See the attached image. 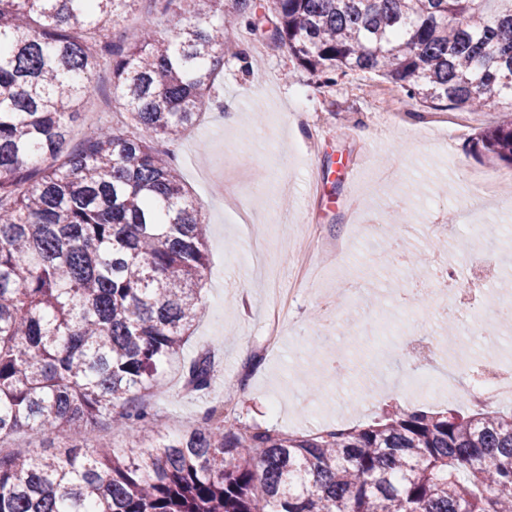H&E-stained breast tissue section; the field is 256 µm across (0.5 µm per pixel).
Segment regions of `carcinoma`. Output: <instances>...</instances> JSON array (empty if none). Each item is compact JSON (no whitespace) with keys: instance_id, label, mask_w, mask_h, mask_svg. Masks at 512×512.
Instances as JSON below:
<instances>
[{"instance_id":"obj_1","label":"carcinoma","mask_w":512,"mask_h":512,"mask_svg":"<svg viewBox=\"0 0 512 512\" xmlns=\"http://www.w3.org/2000/svg\"><path fill=\"white\" fill-rule=\"evenodd\" d=\"M141 0H0V512H512V414L392 410L288 434L208 410L158 429L145 396L201 317V204L159 144L202 116L229 50L220 12L267 27L320 86L377 74L437 109L512 101V0H151L162 36L111 39ZM141 130L91 128L63 151L97 68ZM512 164V122L479 139ZM214 362L185 371L211 386ZM102 418L129 432L89 445ZM64 434V451H50Z\"/></svg>"}]
</instances>
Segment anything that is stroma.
I'll return each instance as SVG.
<instances>
[{
	"label": "stroma",
	"instance_id": "35a3bbf8",
	"mask_svg": "<svg viewBox=\"0 0 512 512\" xmlns=\"http://www.w3.org/2000/svg\"><path fill=\"white\" fill-rule=\"evenodd\" d=\"M230 46L260 43L259 65L245 71L225 55L212 97L234 103L236 126L228 128L215 109L171 146L186 187L203 207L208 223L210 270L202 293L204 312L166 384L154 394L161 430L176 433L196 424L213 406L235 396L241 421L284 433L349 428L399 408H449L465 412L463 398L410 399L405 383L428 374L457 389L466 365L482 356L465 336L449 339L439 301L432 295V268L396 263L374 271L368 250H388L403 240L406 250L448 251L459 274L483 260L484 276L497 297H512V234L498 236L473 253L472 223L512 226V193L498 190L484 202L469 174L493 169L474 142L484 129L512 120V106L495 102L464 112L457 139L414 134L425 124L424 107L409 102L402 123L382 128L376 91L383 79L360 75L363 92L345 91L346 80L320 88L287 49L256 41L244 27L226 32ZM454 214L441 234L427 232L429 218ZM319 225L350 253L322 264L306 282L273 348L263 345L269 304L266 264L280 280L292 269L295 242L307 225ZM375 280L374 292L342 297L352 279ZM417 287L414 305L399 306L397 292ZM341 296L337 349L347 365L335 375L330 351L319 346L323 328L314 319L317 296ZM429 340L431 356L421 342ZM218 361L210 388L184 387L179 365L202 353Z\"/></svg>",
	"mask_w": 512,
	"mask_h": 512
}]
</instances>
